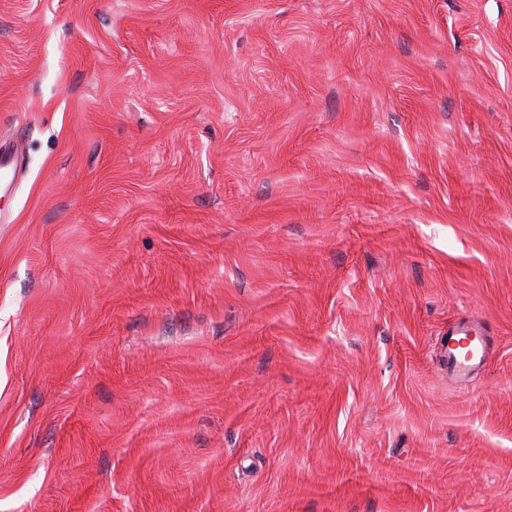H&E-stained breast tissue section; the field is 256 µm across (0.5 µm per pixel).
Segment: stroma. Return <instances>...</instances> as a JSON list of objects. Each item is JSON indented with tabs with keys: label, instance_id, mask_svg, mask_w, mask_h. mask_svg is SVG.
I'll use <instances>...</instances> for the list:
<instances>
[{
	"label": "stroma",
	"instance_id": "35a3bbf8",
	"mask_svg": "<svg viewBox=\"0 0 512 512\" xmlns=\"http://www.w3.org/2000/svg\"><path fill=\"white\" fill-rule=\"evenodd\" d=\"M18 127L0 512H512V0H0ZM480 330L472 318L458 319L448 327V369L459 374H467L484 361V345L479 336ZM473 335V336H472ZM463 337H471L467 348L456 345ZM455 343V344H454Z\"/></svg>",
	"mask_w": 512,
	"mask_h": 512
}]
</instances>
